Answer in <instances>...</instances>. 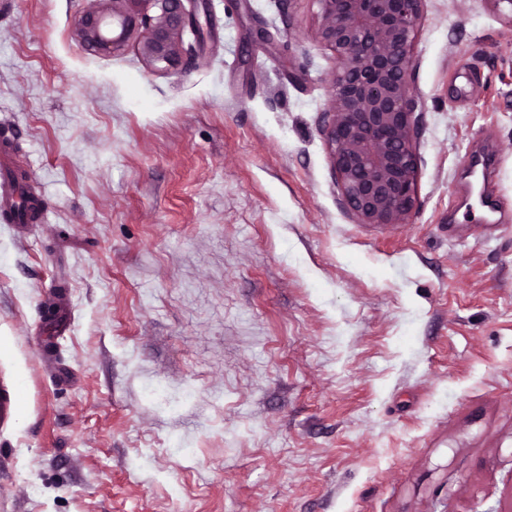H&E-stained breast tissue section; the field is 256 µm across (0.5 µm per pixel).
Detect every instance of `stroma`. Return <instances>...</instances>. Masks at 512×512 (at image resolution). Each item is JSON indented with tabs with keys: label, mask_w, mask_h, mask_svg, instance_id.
Instances as JSON below:
<instances>
[{
	"label": "stroma",
	"mask_w": 512,
	"mask_h": 512,
	"mask_svg": "<svg viewBox=\"0 0 512 512\" xmlns=\"http://www.w3.org/2000/svg\"><path fill=\"white\" fill-rule=\"evenodd\" d=\"M179 66L0 0V512H512V25L424 0L417 207L360 224L317 0H195ZM26 206L22 192L13 188L10 183L1 186L0 181V217L21 211Z\"/></svg>",
	"instance_id": "35a3bbf8"
}]
</instances>
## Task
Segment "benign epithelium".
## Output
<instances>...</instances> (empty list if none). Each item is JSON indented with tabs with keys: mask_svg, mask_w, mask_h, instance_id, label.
Listing matches in <instances>:
<instances>
[{
	"mask_svg": "<svg viewBox=\"0 0 512 512\" xmlns=\"http://www.w3.org/2000/svg\"><path fill=\"white\" fill-rule=\"evenodd\" d=\"M78 31L87 47L114 54L129 43L147 65L182 58V32L200 29L184 0H97ZM316 36L336 59L324 136L345 209L360 224H404L417 207L418 98L410 68L423 0H316Z\"/></svg>",
	"mask_w": 512,
	"mask_h": 512,
	"instance_id": "benign-epithelium-1",
	"label": "benign epithelium"
}]
</instances>
